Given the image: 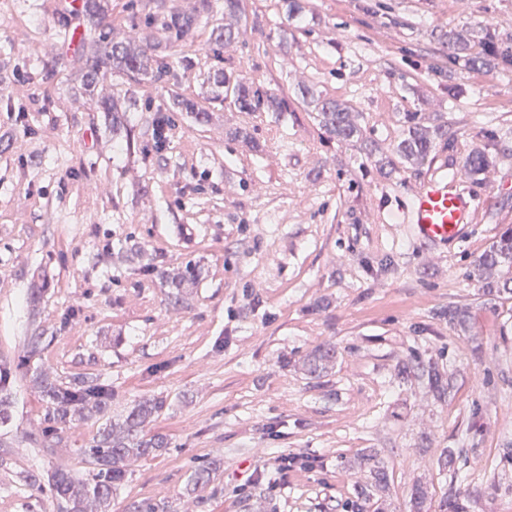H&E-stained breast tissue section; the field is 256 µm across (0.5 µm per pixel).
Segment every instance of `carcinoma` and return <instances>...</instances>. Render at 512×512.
<instances>
[{
    "label": "carcinoma",
    "instance_id": "1",
    "mask_svg": "<svg viewBox=\"0 0 512 512\" xmlns=\"http://www.w3.org/2000/svg\"><path fill=\"white\" fill-rule=\"evenodd\" d=\"M99 0H88L86 5L87 22L94 30L97 41L88 47L91 65L87 66L84 75L85 86L91 81L99 69L115 67L136 77L147 76L157 82L174 75L178 59L173 55L164 56L155 53L156 47L165 44L168 48H176L187 40L195 27V18L184 15L159 2L162 18L159 23L145 24L141 36L143 44L139 52L134 53L118 44H109L103 33V20L98 11ZM485 44L492 60L503 68L512 67V50L500 49L494 34L488 32ZM215 96L223 101L229 100L245 112H282L286 109L283 99L266 95L255 89L242 78L231 72L222 71L213 79ZM320 124L325 132L338 140L349 141L359 136L358 127L351 121L349 112L334 101H324L319 109ZM444 136V129L437 126L429 129L417 123L415 117L407 116L403 129V138L396 147L400 159L412 163L425 162L433 148L434 140ZM502 267L507 277L487 282L484 288H498L512 293V230L502 233L490 250L479 260L476 268L477 277H482L486 267ZM335 349L319 348L305 362L306 370L311 375L326 371L335 359ZM10 369L0 368V423H7L10 418L11 393L8 389ZM31 382L41 393L46 404L45 421L49 423L45 431V442L50 443L58 438L61 425L74 421H88L104 415L111 393L100 384H89L85 381L73 387H64L43 370H35ZM166 406V400L153 397L145 398L135 404L120 422L105 423L92 437L88 446L82 449L86 462L90 464L89 477L82 479L66 469L55 470L47 482L41 486L32 475L25 476V481L40 490H48L57 502L58 512H108L112 495L127 479V463L131 460L155 456L168 448V441L160 434H149L148 424ZM364 461L369 465V473L374 484L382 486L386 483V472L380 465L377 455L367 454ZM220 468L217 462H208L191 474L189 484L196 491L209 485L213 475Z\"/></svg>",
    "mask_w": 512,
    "mask_h": 512
}]
</instances>
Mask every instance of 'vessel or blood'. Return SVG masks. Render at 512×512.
Returning <instances> with one entry per match:
<instances>
[{
  "label": "vessel or blood",
  "instance_id": "b4317fda",
  "mask_svg": "<svg viewBox=\"0 0 512 512\" xmlns=\"http://www.w3.org/2000/svg\"><path fill=\"white\" fill-rule=\"evenodd\" d=\"M471 208L464 192L449 186L447 178L434 177L415 191L404 221L422 241L445 243L459 237Z\"/></svg>",
  "mask_w": 512,
  "mask_h": 512
}]
</instances>
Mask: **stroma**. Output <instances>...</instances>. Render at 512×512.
<instances>
[{
	"label": "stroma",
	"instance_id": "1",
	"mask_svg": "<svg viewBox=\"0 0 512 512\" xmlns=\"http://www.w3.org/2000/svg\"><path fill=\"white\" fill-rule=\"evenodd\" d=\"M197 22L169 83L101 74L68 90L87 51L56 0H0V512H58L24 477L85 475L96 420L43 448L28 367L108 386L113 421L163 396L169 448L132 461L112 512H352L368 469L389 512H512V295L469 273L512 228V68L479 65L485 32L512 47V0H167ZM109 41L138 44L154 0H105ZM243 35L217 47L218 27ZM463 43L451 50L449 38ZM228 71L286 99L283 112L214 100ZM346 106L360 142L321 127ZM444 126L429 159L401 160L405 117ZM120 126H113V118ZM489 159L473 175L465 158ZM474 201L459 239L403 224L425 180ZM194 266L183 287L174 274ZM468 307L465 326L448 308ZM40 337L29 349L30 337ZM336 350L318 375L303 362ZM442 377L440 389L429 372ZM295 463L282 467L284 456ZM221 469L202 496L191 469Z\"/></svg>",
	"mask_w": 512,
	"mask_h": 512
}]
</instances>
